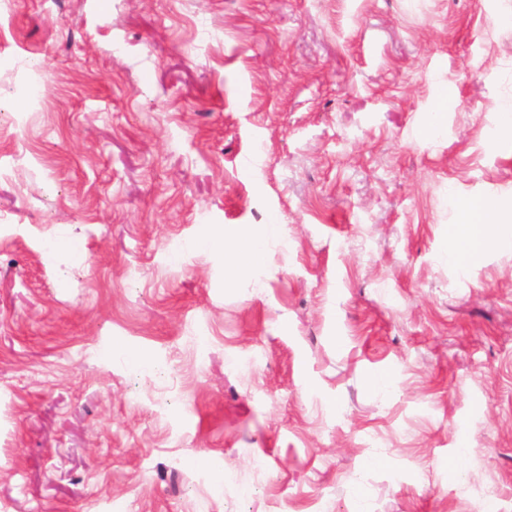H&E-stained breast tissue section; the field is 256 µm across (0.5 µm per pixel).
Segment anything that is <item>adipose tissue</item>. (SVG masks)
<instances>
[{"mask_svg": "<svg viewBox=\"0 0 512 512\" xmlns=\"http://www.w3.org/2000/svg\"><path fill=\"white\" fill-rule=\"evenodd\" d=\"M458 209L462 221L461 243L448 250L449 262L465 265L488 242L512 251V223L494 219L492 204L464 200L459 202Z\"/></svg>", "mask_w": 512, "mask_h": 512, "instance_id": "adipose-tissue-1", "label": "adipose tissue"}]
</instances>
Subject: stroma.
<instances>
[{
	"label": "stroma",
	"mask_w": 512,
	"mask_h": 512,
	"mask_svg": "<svg viewBox=\"0 0 512 512\" xmlns=\"http://www.w3.org/2000/svg\"><path fill=\"white\" fill-rule=\"evenodd\" d=\"M510 106L512 0H9L0 512H512ZM462 223L461 240L463 244L450 248L446 244L445 253L448 262L465 265L486 242H492L497 248L512 251V210L507 221L495 220L493 213L497 209L492 204L480 200L458 202ZM265 237L261 235H250L245 240L243 261L240 270H255L262 265L265 251Z\"/></svg>",
	"instance_id": "stroma-1"
}]
</instances>
